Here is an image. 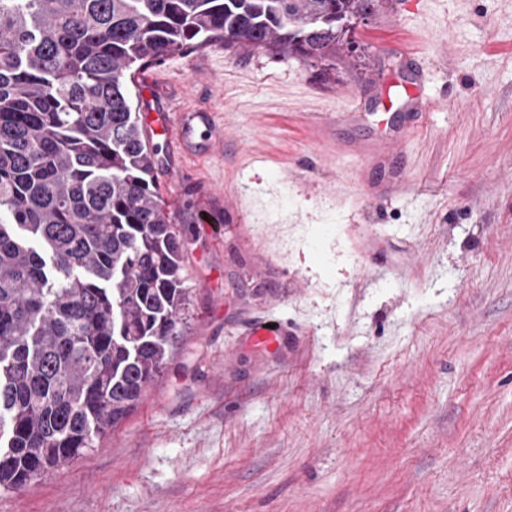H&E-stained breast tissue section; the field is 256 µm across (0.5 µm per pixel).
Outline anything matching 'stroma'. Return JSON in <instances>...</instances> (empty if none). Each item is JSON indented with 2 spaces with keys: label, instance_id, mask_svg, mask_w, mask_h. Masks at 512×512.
Instances as JSON below:
<instances>
[{
  "label": "stroma",
  "instance_id": "obj_1",
  "mask_svg": "<svg viewBox=\"0 0 512 512\" xmlns=\"http://www.w3.org/2000/svg\"><path fill=\"white\" fill-rule=\"evenodd\" d=\"M355 37L330 80L218 44L152 64L229 131L162 182L193 204L189 325L96 448L0 512H512V0H383ZM417 83L404 185L374 198L358 152ZM266 324L274 325V329L267 328ZM288 332V327L284 322L279 319H266L258 322L252 331V336H255L260 342L270 343L279 336H284Z\"/></svg>",
  "mask_w": 512,
  "mask_h": 512
}]
</instances>
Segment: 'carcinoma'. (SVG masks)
I'll return each instance as SVG.
<instances>
[{"label":"carcinoma","mask_w":512,"mask_h":512,"mask_svg":"<svg viewBox=\"0 0 512 512\" xmlns=\"http://www.w3.org/2000/svg\"><path fill=\"white\" fill-rule=\"evenodd\" d=\"M379 0H0V491L96 447L189 305L191 203L160 191L127 77L191 46L336 69Z\"/></svg>","instance_id":"obj_1"}]
</instances>
